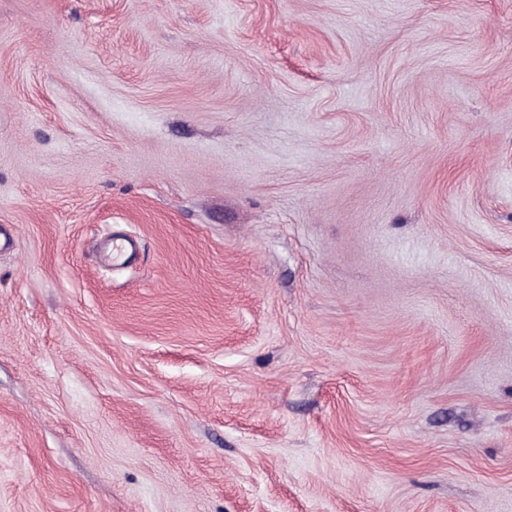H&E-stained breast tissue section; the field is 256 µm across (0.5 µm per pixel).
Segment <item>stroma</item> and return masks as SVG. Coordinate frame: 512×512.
<instances>
[{"label": "stroma", "mask_w": 512, "mask_h": 512, "mask_svg": "<svg viewBox=\"0 0 512 512\" xmlns=\"http://www.w3.org/2000/svg\"><path fill=\"white\" fill-rule=\"evenodd\" d=\"M0 512H512V0H0Z\"/></svg>", "instance_id": "35a3bbf8"}]
</instances>
